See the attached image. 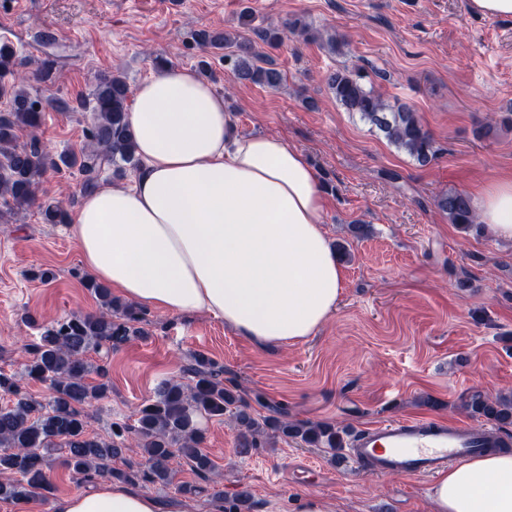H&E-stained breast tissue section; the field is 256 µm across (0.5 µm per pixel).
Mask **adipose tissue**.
<instances>
[{
	"label": "adipose tissue",
	"mask_w": 512,
	"mask_h": 512,
	"mask_svg": "<svg viewBox=\"0 0 512 512\" xmlns=\"http://www.w3.org/2000/svg\"><path fill=\"white\" fill-rule=\"evenodd\" d=\"M141 161L129 184L82 195L72 231L85 268L128 301L205 312L241 336L295 345L335 313L343 274L323 227L327 197L306 155L238 132L223 93L188 68L143 80L127 115ZM479 223L512 241V175L472 196ZM434 512H512V452L441 471ZM53 512H179L147 492L98 483Z\"/></svg>",
	"instance_id": "adipose-tissue-1"
}]
</instances>
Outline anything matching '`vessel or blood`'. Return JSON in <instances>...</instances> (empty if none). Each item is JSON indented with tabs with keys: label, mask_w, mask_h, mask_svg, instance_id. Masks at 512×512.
Returning a JSON list of instances; mask_svg holds the SVG:
<instances>
[{
	"label": "vessel or blood",
	"mask_w": 512,
	"mask_h": 512,
	"mask_svg": "<svg viewBox=\"0 0 512 512\" xmlns=\"http://www.w3.org/2000/svg\"><path fill=\"white\" fill-rule=\"evenodd\" d=\"M486 433L429 417L392 419L360 429L348 447L352 461L374 473L429 477L456 460L481 453Z\"/></svg>",
	"instance_id": "b4317fda"
}]
</instances>
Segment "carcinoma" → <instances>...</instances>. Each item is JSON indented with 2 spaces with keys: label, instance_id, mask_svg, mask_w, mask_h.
Instances as JSON below:
<instances>
[{
  "label": "carcinoma",
  "instance_id": "1",
  "mask_svg": "<svg viewBox=\"0 0 512 512\" xmlns=\"http://www.w3.org/2000/svg\"><path fill=\"white\" fill-rule=\"evenodd\" d=\"M257 40L229 33L198 34L205 48L224 49V65L235 81L277 89L284 73L265 68L266 55L256 42L278 48L289 35L317 39L301 20H287L278 27L254 29ZM336 102L347 112L375 128L399 151L421 166L437 156L436 142L415 110L406 104L390 103L363 83L360 69H338L328 77ZM0 97L9 98L10 108L0 113V213L17 214L37 204L43 175L53 170L77 169L82 188L89 192L99 185L106 170L121 173L136 168L140 161L127 123L130 88L117 74L105 75L92 92L91 126L79 151L52 155L44 147L37 130L43 106L58 104L48 95L33 99L25 89V76L17 69L15 51L0 46ZM27 133V140L21 134ZM39 205V204H37ZM448 221L468 230L477 224L470 196L450 190L435 200ZM46 224H62L67 211L62 202L39 205ZM84 288L97 300L95 313L73 314L43 328L27 347L30 358L24 366L29 382L48 385L50 396L42 402L24 391L14 373L0 370V392L13 397L12 404L0 408V499H24L53 490L47 477L48 458L63 452V464L86 482L98 477L121 483H169V462L179 454L199 477L206 479L212 462L203 451L205 433L201 418L229 416L237 432V446L246 451L257 448L266 437L281 436L305 444L336 450L342 436L326 423L293 420L283 409L274 416L251 411V405L237 386L224 384V367L203 354L191 357L185 372L190 382L161 384L153 398L139 408L132 424L113 423L107 437L87 432L85 406L104 397L111 389L106 369L88 361L87 353L106 346L117 349L135 336L145 335L139 324L140 311L112 296L109 286L92 279ZM99 380L88 382L90 374ZM474 418H483L500 427L512 425V397L490 398L480 392L469 394L462 403ZM140 449V459L127 461L126 468H112V460L131 448Z\"/></svg>",
  "mask_w": 512,
  "mask_h": 512
}]
</instances>
